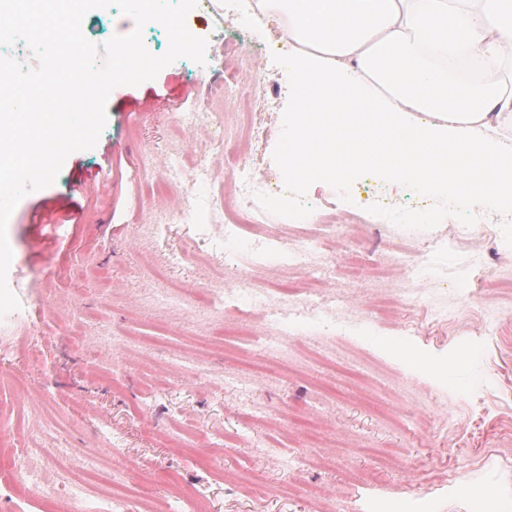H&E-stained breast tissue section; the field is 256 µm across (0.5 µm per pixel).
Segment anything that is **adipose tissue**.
Listing matches in <instances>:
<instances>
[{
    "instance_id": "adipose-tissue-1",
    "label": "adipose tissue",
    "mask_w": 512,
    "mask_h": 512,
    "mask_svg": "<svg viewBox=\"0 0 512 512\" xmlns=\"http://www.w3.org/2000/svg\"><path fill=\"white\" fill-rule=\"evenodd\" d=\"M288 35V178L369 169L462 208H512V0H259ZM427 122H419V115Z\"/></svg>"
}]
</instances>
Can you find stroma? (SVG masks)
Here are the masks:
<instances>
[{
    "label": "stroma",
    "instance_id": "35a3bbf8",
    "mask_svg": "<svg viewBox=\"0 0 512 512\" xmlns=\"http://www.w3.org/2000/svg\"><path fill=\"white\" fill-rule=\"evenodd\" d=\"M188 30L207 41V63L182 58L155 79L115 88L107 124L93 149L72 153L54 184L25 195L6 227L12 250L7 282L20 307L0 317V402L11 423L28 427L42 457L65 443L75 456L93 451L96 429L121 439L104 464L121 474L120 489L135 496L144 474L157 477L155 497L167 512L174 499L205 496L209 512H372L378 497L390 512H512V304L499 307L489 328L485 306L496 279L512 280V211H467L451 198L418 191L389 195L390 219L324 226L323 251L360 259L354 277L329 270L331 291L353 314L347 330L329 335L307 323L290 326L284 352L259 377L224 355L199 351L213 318L185 317L150 306L158 288L151 266L174 255L172 284L210 288L245 279L273 288L278 260L263 268L225 267L226 251L246 252L248 237L202 242L212 186L182 183L151 197L148 176L165 173L173 157L211 155L207 128L183 130L181 112H219L234 136L238 97L259 88L270 110L271 135L261 168L273 184L270 229L284 238L304 232L328 203L348 205L359 180H333L309 192L290 182L279 145L287 130L288 43L276 20H244L242 34L220 18L193 9ZM133 20L117 8L96 9L82 31L102 43L129 34ZM266 52L264 74L244 85L225 62L244 48ZM64 198L71 218L30 224L32 211ZM165 222V231L150 227ZM452 248L427 255L421 268L393 271L398 285L419 289L425 305L380 310L388 284L376 272L390 250H420L435 238ZM447 312L439 320L438 312ZM87 345L107 336H152L154 353L103 352L85 360L68 338ZM421 350L430 367L410 370L387 344ZM206 362L198 377L189 367ZM40 388L42 400L18 399L12 377ZM302 408L325 421L323 447L306 443L291 423ZM51 434H42V426ZM301 456L292 471L282 456ZM332 491L327 508L308 489Z\"/></svg>",
    "mask_w": 512,
    "mask_h": 512
}]
</instances>
